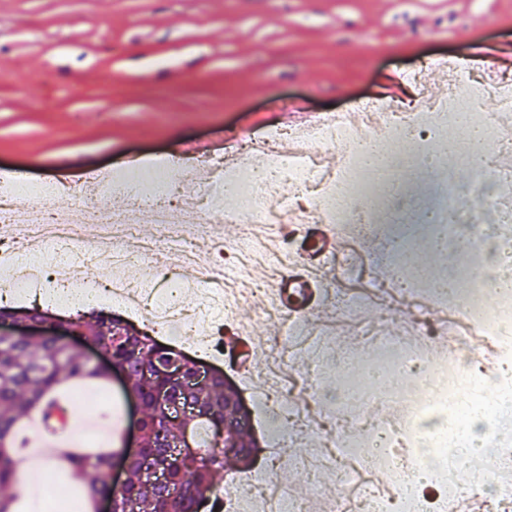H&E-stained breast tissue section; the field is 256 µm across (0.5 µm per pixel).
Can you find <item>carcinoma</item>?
Returning <instances> with one entry per match:
<instances>
[{
  "instance_id": "carcinoma-1",
  "label": "carcinoma",
  "mask_w": 512,
  "mask_h": 512,
  "mask_svg": "<svg viewBox=\"0 0 512 512\" xmlns=\"http://www.w3.org/2000/svg\"><path fill=\"white\" fill-rule=\"evenodd\" d=\"M44 315L45 310L37 305L23 310L0 306V319L24 322ZM86 345L109 347L127 372L130 388L142 403L143 447L129 465L128 484L122 490L105 477L110 453L70 455L72 477L82 484L85 498L96 502L110 497L115 512H200L212 493L214 474L224 469L225 460L234 458L246 464L253 456L251 412L238 413L220 380L184 389L159 377H146L145 371L179 350L104 308L58 315L38 337L0 338V512H14L16 493L12 489L19 479L14 438L20 422L37 410L50 411L52 396L66 381L112 379V369H99L86 361ZM167 389L178 391V400L196 410L193 430L198 446L204 448L199 457L171 445L183 434L184 425L170 420L167 407L159 401V394ZM219 424L227 425L221 439L214 435ZM152 468L161 472L165 484L143 477Z\"/></svg>"
}]
</instances>
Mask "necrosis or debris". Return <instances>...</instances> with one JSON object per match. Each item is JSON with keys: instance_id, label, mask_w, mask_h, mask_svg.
Here are the masks:
<instances>
[{"instance_id": "4bbe7bcc", "label": "necrosis or debris", "mask_w": 512, "mask_h": 512, "mask_svg": "<svg viewBox=\"0 0 512 512\" xmlns=\"http://www.w3.org/2000/svg\"><path fill=\"white\" fill-rule=\"evenodd\" d=\"M363 111L378 117L386 134L377 168L364 164V126L345 111L321 114L306 129L278 125L194 158L136 155L126 175L114 179L88 169L76 186L34 183L24 209L4 206L17 180L1 168L0 235L41 244L49 258L32 263L1 253L0 290L118 298L133 313L149 310L159 333L187 336L234 301L265 307L267 291L251 271L279 274L287 254L269 250L256 226L352 225L355 276L344 287L329 286L327 299L339 323L357 327L354 353L334 352L325 331L289 320V348L265 350L267 379L282 396L268 432L292 439L312 427L322 431L324 447L292 461L312 489L335 474V512L359 505L367 512H446L450 502L472 497L482 498L487 512H512V290L499 285L502 267L512 262V236L501 227L512 215V167L491 176L472 171L466 185L456 173L467 152L448 149L470 127L485 130L497 154L512 153V83L478 81L455 67L441 98L419 97L406 109L369 102ZM332 149L342 157L337 170L323 161ZM199 171L197 197H181L180 187ZM60 194L68 195V207L53 206ZM86 224L99 225L98 238L84 241ZM143 224L155 226L154 238L140 237ZM228 224L241 228L239 238L225 239ZM462 235L471 248L449 252L441 270L417 264L418 238L451 243ZM369 237L383 238L385 247L362 251ZM202 241L213 258L200 277L204 299L189 315L187 283L157 293L119 278L102 288L85 276L88 262L102 254L115 269L170 248L180 263H194ZM403 303L414 308L410 323L390 324ZM444 325L454 348L438 353L432 341ZM477 335L491 355L469 351ZM308 349L319 351L315 374L334 382L335 397L315 399L313 385L289 380L285 359ZM408 376L420 391L406 392ZM462 467L469 474L464 484L457 479ZM224 512H305L304 497L281 489L259 465L225 487Z\"/></svg>"}]
</instances>
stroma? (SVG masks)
I'll return each instance as SVG.
<instances>
[{
  "label": "stroma",
  "instance_id": "35a3bbf8",
  "mask_svg": "<svg viewBox=\"0 0 512 512\" xmlns=\"http://www.w3.org/2000/svg\"><path fill=\"white\" fill-rule=\"evenodd\" d=\"M508 45L512 0H0V167L58 179L260 132L295 104L407 101L424 62L441 86L449 63L479 71ZM83 388L110 404L78 409L62 446L121 447L120 387ZM20 471V512H44L49 482L73 488L60 461Z\"/></svg>",
  "mask_w": 512,
  "mask_h": 512
}]
</instances>
